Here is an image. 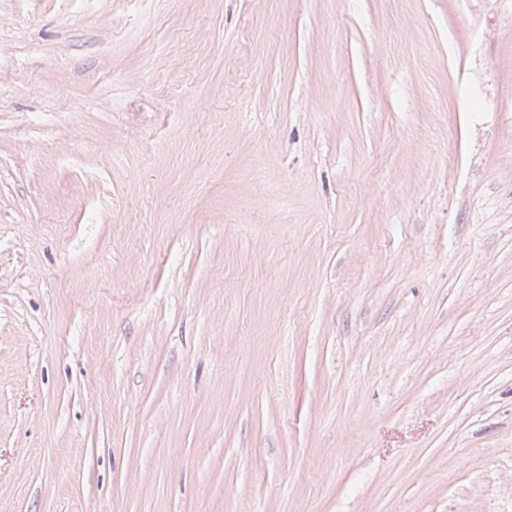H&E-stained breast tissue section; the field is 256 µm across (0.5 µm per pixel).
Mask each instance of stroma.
<instances>
[{
    "mask_svg": "<svg viewBox=\"0 0 512 512\" xmlns=\"http://www.w3.org/2000/svg\"><path fill=\"white\" fill-rule=\"evenodd\" d=\"M0 512H512V0H0Z\"/></svg>",
    "mask_w": 512,
    "mask_h": 512,
    "instance_id": "35a3bbf8",
    "label": "stroma"
}]
</instances>
